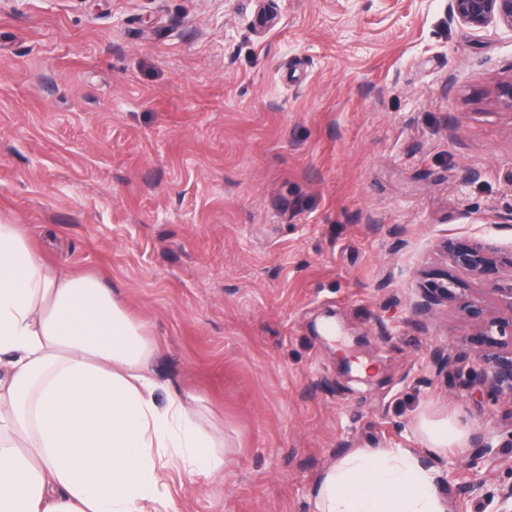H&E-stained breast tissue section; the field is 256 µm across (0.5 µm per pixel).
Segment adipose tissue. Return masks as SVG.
I'll use <instances>...</instances> for the list:
<instances>
[{
	"instance_id": "adipose-tissue-1",
	"label": "adipose tissue",
	"mask_w": 512,
	"mask_h": 512,
	"mask_svg": "<svg viewBox=\"0 0 512 512\" xmlns=\"http://www.w3.org/2000/svg\"><path fill=\"white\" fill-rule=\"evenodd\" d=\"M143 326L95 277L48 263L0 224V512H179L163 472L224 469L190 395L158 407ZM437 456L465 428L423 419ZM314 512H446L436 475L407 448H359L320 478Z\"/></svg>"
}]
</instances>
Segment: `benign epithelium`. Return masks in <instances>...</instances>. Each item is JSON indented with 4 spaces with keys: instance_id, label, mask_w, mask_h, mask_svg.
Here are the masks:
<instances>
[{
    "instance_id": "benign-epithelium-1",
    "label": "benign epithelium",
    "mask_w": 512,
    "mask_h": 512,
    "mask_svg": "<svg viewBox=\"0 0 512 512\" xmlns=\"http://www.w3.org/2000/svg\"><path fill=\"white\" fill-rule=\"evenodd\" d=\"M450 12L477 32L490 27L512 32V0H450ZM493 94L500 108L512 112V78L497 82ZM445 248L453 266L487 287L497 308L491 310L485 302L468 297L456 279L444 274L414 305V314L422 315L439 303H458L460 318L469 327L466 341L480 361L471 385L512 399V279L503 276L504 267L512 268V248L506 251L487 240L448 242Z\"/></svg>"
}]
</instances>
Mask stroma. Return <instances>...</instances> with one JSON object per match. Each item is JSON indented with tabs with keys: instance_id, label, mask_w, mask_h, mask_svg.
Masks as SVG:
<instances>
[{
	"instance_id": "obj_1",
	"label": "stroma",
	"mask_w": 512,
	"mask_h": 512,
	"mask_svg": "<svg viewBox=\"0 0 512 512\" xmlns=\"http://www.w3.org/2000/svg\"><path fill=\"white\" fill-rule=\"evenodd\" d=\"M510 76L512 33L448 0H0V223L116 290L158 404L194 393L223 435V472L171 471L181 512H314L356 448L411 449L448 512H494L512 399L467 383L453 307L412 306L442 242L512 247ZM329 311L367 376L314 334ZM422 417L494 450L433 457Z\"/></svg>"
}]
</instances>
